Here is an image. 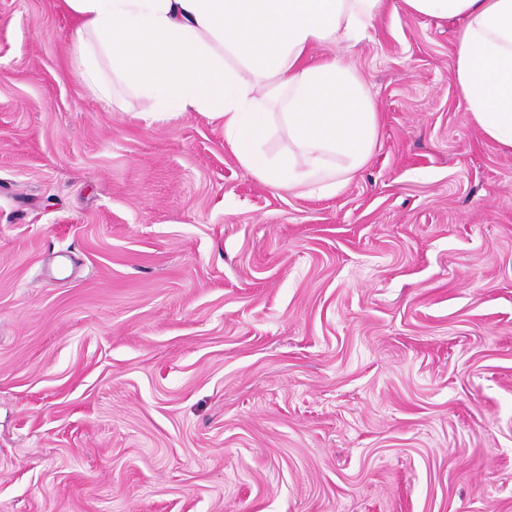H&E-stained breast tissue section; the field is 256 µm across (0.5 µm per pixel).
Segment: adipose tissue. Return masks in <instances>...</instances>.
I'll return each instance as SVG.
<instances>
[{"instance_id":"adipose-tissue-1","label":"adipose tissue","mask_w":512,"mask_h":512,"mask_svg":"<svg viewBox=\"0 0 512 512\" xmlns=\"http://www.w3.org/2000/svg\"><path fill=\"white\" fill-rule=\"evenodd\" d=\"M79 21L71 65L104 105L112 75L170 99L176 112L223 120L224 138L261 182L330 194L369 159L378 114L357 71L316 45L360 43L386 0H63ZM461 18L458 92L471 122L512 151V0H401ZM262 97L250 96L239 69ZM287 131L286 155L263 145Z\"/></svg>"}]
</instances>
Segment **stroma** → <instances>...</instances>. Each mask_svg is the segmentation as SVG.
Instances as JSON below:
<instances>
[{
    "instance_id": "stroma-1",
    "label": "stroma",
    "mask_w": 512,
    "mask_h": 512,
    "mask_svg": "<svg viewBox=\"0 0 512 512\" xmlns=\"http://www.w3.org/2000/svg\"><path fill=\"white\" fill-rule=\"evenodd\" d=\"M60 0H0V512H512V152L460 19L338 55L379 114L331 195L201 112L112 109Z\"/></svg>"
}]
</instances>
